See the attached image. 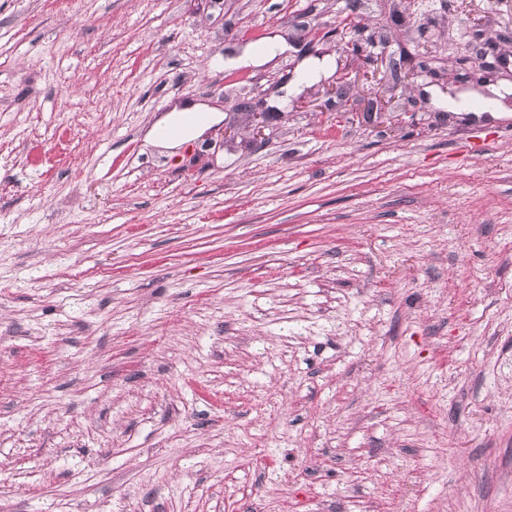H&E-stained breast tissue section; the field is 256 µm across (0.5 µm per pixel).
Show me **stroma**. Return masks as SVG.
I'll list each match as a JSON object with an SVG mask.
<instances>
[{
  "mask_svg": "<svg viewBox=\"0 0 512 512\" xmlns=\"http://www.w3.org/2000/svg\"><path fill=\"white\" fill-rule=\"evenodd\" d=\"M490 83L512 0H0V512H512ZM512 94V87L506 86H491L486 89V92L469 91L462 92L455 97L448 95V107L454 109L458 107H470L474 102H488L489 108L473 109V112H508L502 105V100L506 99L508 95ZM214 113L204 112L203 106L200 105L174 109L161 117L147 132L146 137L154 144L166 149L176 148L184 141L200 136L210 124L219 121V116ZM170 126H178L181 129V135L177 138L163 137L159 131Z\"/></svg>",
  "mask_w": 512,
  "mask_h": 512,
  "instance_id": "obj_1",
  "label": "stroma"
}]
</instances>
